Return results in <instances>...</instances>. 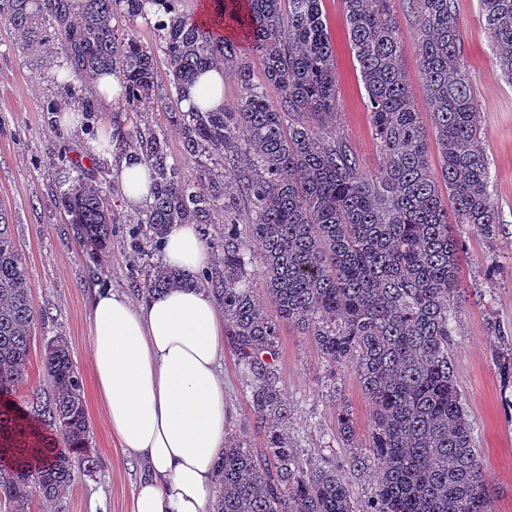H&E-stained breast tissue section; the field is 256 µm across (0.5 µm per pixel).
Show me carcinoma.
<instances>
[{
	"instance_id": "obj_1",
	"label": "carcinoma",
	"mask_w": 512,
	"mask_h": 512,
	"mask_svg": "<svg viewBox=\"0 0 512 512\" xmlns=\"http://www.w3.org/2000/svg\"><path fill=\"white\" fill-rule=\"evenodd\" d=\"M177 0H0V22L22 45L62 59V91L44 104L95 124L101 104L87 85L109 73L120 81L112 113L119 152L151 168L153 200L123 215L108 171L61 155L57 202L79 242L106 247L112 225L129 224L134 247L162 242L174 224L224 223V335L265 424L264 448L232 442L215 465L213 512H357L336 469L301 458L287 432L277 387L280 323L311 337L330 364L349 366L374 408L364 443L351 419L337 428L366 452L350 466L375 467L374 496L362 512H492L490 482L456 384L448 348L466 225L494 241L502 225L476 101L463 62L455 0H408L418 20L416 49L440 170L433 169L422 112L402 65L392 0H341L359 64L381 165L372 174L336 135V63L323 0H213L190 18ZM496 71L512 85V0H481ZM156 7L158 44L132 28ZM261 60L255 73L243 51ZM165 56L170 92L155 84ZM222 63L234 68L235 101L181 109L184 89ZM277 92L271 98L268 89ZM167 112L195 181L169 162L164 134L138 116ZM249 204L240 222L236 201ZM258 247L265 298L246 286L247 252ZM209 279L164 266L147 270L143 290L161 294ZM32 283L0 215V505L31 512L34 496L61 501L75 470L91 472L90 426L81 378L66 337L44 341L49 392L13 399L30 356L38 314ZM496 366L512 390V340L496 322Z\"/></svg>"
}]
</instances>
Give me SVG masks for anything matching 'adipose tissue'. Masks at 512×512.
<instances>
[{"mask_svg":"<svg viewBox=\"0 0 512 512\" xmlns=\"http://www.w3.org/2000/svg\"><path fill=\"white\" fill-rule=\"evenodd\" d=\"M149 169L126 156L117 178L129 205L150 198ZM214 259L200 228L173 225L163 263L194 275ZM90 362L105 422L143 469L131 512H210L214 466L228 439L218 357L224 314L209 288L133 302L112 289L90 301Z\"/></svg>","mask_w":512,"mask_h":512,"instance_id":"obj_1","label":"adipose tissue"}]
</instances>
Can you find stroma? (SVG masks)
Masks as SVG:
<instances>
[{
	"mask_svg": "<svg viewBox=\"0 0 512 512\" xmlns=\"http://www.w3.org/2000/svg\"><path fill=\"white\" fill-rule=\"evenodd\" d=\"M464 61L478 101L479 124L491 161L495 199L503 230L496 243L475 231L463 236L460 275L478 284L484 300L466 298L453 307L449 349L482 468L492 486L494 512H512V415L505 412L495 366L496 344L487 330L497 321L512 336V85L497 76L492 47L483 26L480 0H455ZM404 45L403 68L415 97L423 95V80L415 51L417 25L407 0H393ZM323 11L336 55L338 115L336 129L356 152L363 173L379 164L367 94L359 65L351 51L341 0H323ZM54 66L44 53L23 49L11 30L0 25V213L12 229L17 248L33 284L32 298L41 318L31 339V357L17 399L45 386L43 344L65 336L81 377L85 409L91 427V446L99 459L97 472H76L66 499L51 512H128L139 480V463L119 448L97 402L89 361L90 296L109 288L140 300L149 266L159 264L160 251L145 246L134 255L126 227L114 225L105 249L80 244L74 225L65 221L55 200V176L49 161L59 146L73 156L92 154L91 132L83 126L61 127L44 112L58 88ZM279 387L290 410L288 434L305 459L334 467L346 483L356 508H364L375 490L373 469L353 470L351 449L336 434L338 411L347 412L358 437L372 422V405L356 374L347 367L327 364L313 340L288 323L279 326L276 362ZM229 412V437L249 448H262L264 427L253 414L250 388L232 352L219 360Z\"/></svg>",
	"mask_w": 512,
	"mask_h": 512,
	"instance_id": "35a3bbf8",
	"label": "stroma"
}]
</instances>
